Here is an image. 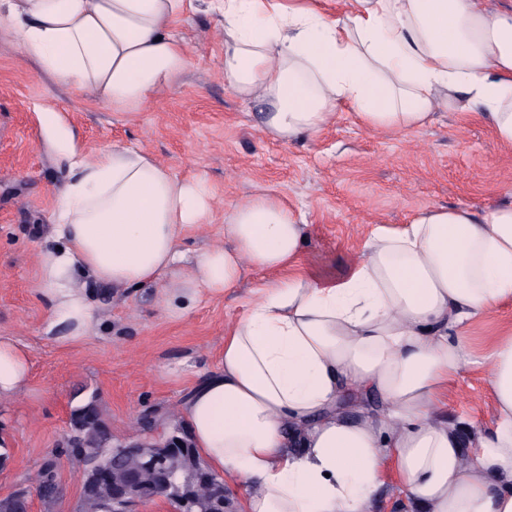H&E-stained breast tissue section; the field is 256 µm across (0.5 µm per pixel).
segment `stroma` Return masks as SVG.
<instances>
[{
  "label": "stroma",
  "mask_w": 512,
  "mask_h": 512,
  "mask_svg": "<svg viewBox=\"0 0 512 512\" xmlns=\"http://www.w3.org/2000/svg\"><path fill=\"white\" fill-rule=\"evenodd\" d=\"M180 24L190 66L161 101L116 112L56 85L0 34V336L30 355V379L18 398L0 401V496L26 492L31 512H78L83 466L69 445L72 409L95 401L113 444L143 434V419L173 425L192 387L222 363L224 328L242 318L263 278L246 269L239 288L202 298L182 319L169 318L157 288H108L80 278L98 317L94 332L69 346L45 331L48 305L37 291L38 253L67 163V137L88 150L115 143L152 152L181 177L206 175L216 202L209 224L187 232L189 252L221 242L224 210L257 191L300 209L308 224L304 263L342 274L376 227L397 228L429 207L483 209L512 203V150L468 112H439L415 133L358 125L339 109L318 135L281 144L253 126V104L224 84L223 33L206 0ZM512 328V305L467 323L470 358L448 391L442 413L453 422H494L488 355ZM53 461L62 497L46 507L36 474Z\"/></svg>",
  "instance_id": "35a3bbf8"
}]
</instances>
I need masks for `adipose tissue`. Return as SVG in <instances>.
I'll use <instances>...</instances> for the list:
<instances>
[{
  "label": "adipose tissue",
  "mask_w": 512,
  "mask_h": 512,
  "mask_svg": "<svg viewBox=\"0 0 512 512\" xmlns=\"http://www.w3.org/2000/svg\"><path fill=\"white\" fill-rule=\"evenodd\" d=\"M194 0H0V30L62 85L135 112L163 99L190 65L177 27ZM224 34V82L259 104L256 129L288 143L319 134L340 108L368 129L414 133L435 113L469 112L512 147V7L485 0H209ZM56 247L37 259L49 328L63 343L97 318L77 288L160 290L188 315L201 293L268 272L226 326L221 366L179 405L188 446L216 475L252 488L244 512H370L395 477L404 512H512V330L490 355L494 424L467 451L441 409L468 351L460 326L512 304V203L428 208L376 228L340 278L303 266L299 210L257 193L224 211V240L188 255L207 223L206 179L173 173L142 149L67 145ZM29 354L0 336V401L24 391ZM384 402L375 418L341 407L348 390Z\"/></svg>",
  "instance_id": "adipose-tissue-1"
}]
</instances>
